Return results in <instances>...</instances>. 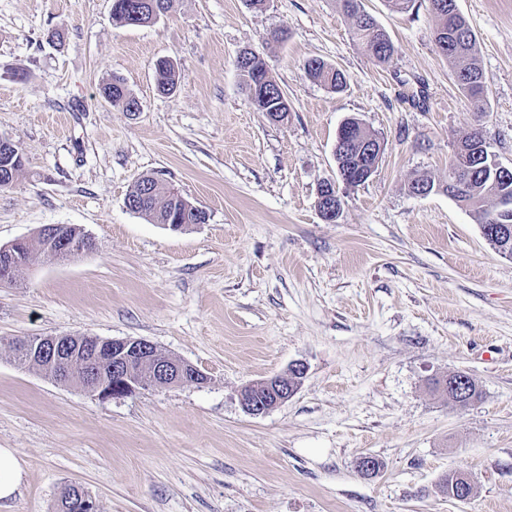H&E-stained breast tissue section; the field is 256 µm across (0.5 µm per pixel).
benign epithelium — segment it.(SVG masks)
<instances>
[{"label": "benign epithelium", "mask_w": 512, "mask_h": 512, "mask_svg": "<svg viewBox=\"0 0 512 512\" xmlns=\"http://www.w3.org/2000/svg\"><path fill=\"white\" fill-rule=\"evenodd\" d=\"M340 181L353 187L362 182L367 170L359 165L337 163ZM37 235L44 247L59 260L74 254L94 251L96 243L89 236L79 242L61 238L59 225L42 226ZM13 347L20 350L27 364H40L43 375L60 382L81 373L90 393L102 400L121 398L147 387H169L183 384L200 385L207 377L194 365L168 355L146 339H104L99 336H71L67 334L17 338ZM296 377H281L271 389L273 402L260 404L253 400V390L263 385L257 381L244 386L239 398L251 415H263L275 406L288 401L305 376V366L293 365Z\"/></svg>", "instance_id": "obj_1"}]
</instances>
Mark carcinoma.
<instances>
[{"label":"carcinoma","mask_w":512,"mask_h":512,"mask_svg":"<svg viewBox=\"0 0 512 512\" xmlns=\"http://www.w3.org/2000/svg\"><path fill=\"white\" fill-rule=\"evenodd\" d=\"M344 14L351 20L352 38L369 56L379 63L389 62L395 53V47L386 30L376 19L366 12L362 0H338ZM172 0H112V20L124 26H146L171 8ZM437 19L436 32L448 39V50L442 56L448 59L453 76L460 91L474 104H479L485 94L483 71L476 54V36L465 17L456 12L452 15L433 11ZM237 69L244 77L245 90L250 103L262 112H278L279 120H284L289 112L285 103L287 98L281 87L269 75L264 62L249 51L236 60ZM307 76L314 82L336 92L347 86L346 73L319 59H311L304 64ZM157 87L162 93H171L177 87L178 76L170 60H161L155 68ZM99 94L112 105H118L125 112H133L138 101L119 77L112 79L99 88ZM351 138L346 150L345 162L378 165L376 156L367 152L372 145L380 143V138L358 119H349ZM461 143L462 152H454L448 169H457L460 176L468 175L467 190L456 197L472 207L478 216L479 224H511L512 206L505 201L512 200V174L503 177L496 175L495 154L482 134L475 131ZM0 166L11 168L14 178H19L25 169L23 156L18 151L0 155ZM182 193L173 185L154 176H141L131 185L125 201L136 203V213L154 224H196L198 213L193 209L180 207L178 218H172L174 201ZM493 200L494 208H484L487 200ZM450 378L459 381L460 393H452L448 400L456 405L466 406L481 398L482 391L470 377L453 373ZM459 484L456 472L451 471L442 478L441 491L454 500L464 496L457 491Z\"/></svg>","instance_id":"obj_1"}]
</instances>
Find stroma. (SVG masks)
I'll return each mask as SVG.
<instances>
[{"label": "stroma", "mask_w": 512, "mask_h": 512, "mask_svg": "<svg viewBox=\"0 0 512 512\" xmlns=\"http://www.w3.org/2000/svg\"><path fill=\"white\" fill-rule=\"evenodd\" d=\"M457 3L481 112L435 48L428 0L406 13L363 0L395 46L386 64L353 42L336 0H173L142 27L113 22L112 0H0V135L26 160L0 190V245L45 224L97 244L0 285V338H144L207 377L102 400L1 349L0 448L23 479L0 512H55L71 485L99 512H512V257L462 202L408 192L447 180L476 130L512 168V0ZM244 48L286 93L284 121L248 101ZM313 58L344 70L346 89L310 80ZM162 59L179 75L170 94L156 88ZM115 76L139 111L98 96ZM351 116L385 150L331 223L317 189L338 178ZM143 175L207 222L173 232L129 211ZM295 363L306 375L286 403L243 410V386ZM452 372L478 383V402L429 387ZM364 456L375 475L359 473ZM458 469L474 482L463 503L440 489Z\"/></svg>", "instance_id": "stroma-1"}]
</instances>
